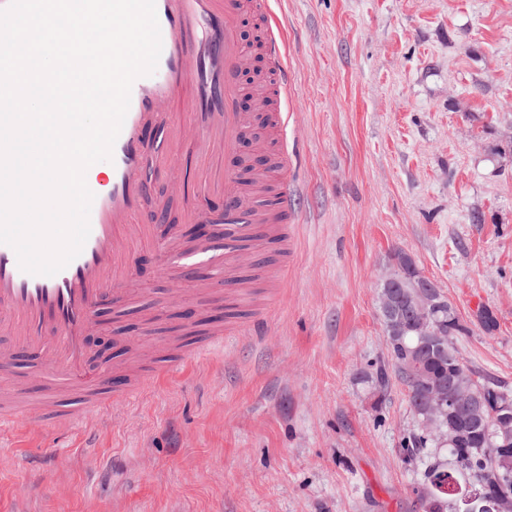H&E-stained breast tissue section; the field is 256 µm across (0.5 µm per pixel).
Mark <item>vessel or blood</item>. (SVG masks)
<instances>
[{
	"label": "vessel or blood",
	"instance_id": "obj_1",
	"mask_svg": "<svg viewBox=\"0 0 512 512\" xmlns=\"http://www.w3.org/2000/svg\"><path fill=\"white\" fill-rule=\"evenodd\" d=\"M162 51L154 74L135 80L130 105L107 162L106 184L93 174L85 181L94 195L90 235L81 253L53 276L23 272L15 251L0 244V430L19 420L41 424L64 422L84 426L90 415L112 407L113 392L132 399L137 381L116 380L91 371L86 332L94 312L109 295H130L137 251L162 245L173 260L168 268L171 298L183 289L206 291L212 304L224 298L225 281L236 279L240 246L256 225H266L273 244L287 249L286 227L295 219L287 189L274 205L251 204L256 187L247 185L240 161L241 144L255 114L271 128L284 129L288 114V73L275 69L280 44L269 19L267 0H155ZM252 14L264 35L270 61L256 79L254 112L242 104V74L251 62L240 28ZM195 95L188 109L216 163L187 168L177 160L182 141L178 122H162L167 104ZM168 171L170 195L185 198L182 222L207 230L183 242L178 226L161 223L160 213L145 211L142 201L152 173ZM224 342L223 327L195 342L191 356L205 359ZM47 358L53 365L40 398L28 395L31 385L15 365L20 355Z\"/></svg>",
	"mask_w": 512,
	"mask_h": 512
}]
</instances>
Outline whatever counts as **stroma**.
I'll use <instances>...</instances> for the list:
<instances>
[{"mask_svg":"<svg viewBox=\"0 0 512 512\" xmlns=\"http://www.w3.org/2000/svg\"><path fill=\"white\" fill-rule=\"evenodd\" d=\"M285 24L287 178L298 218L266 238L247 328L164 378L167 283L102 305L112 367L137 344L138 398L79 431L0 433V512H409L424 468L379 295L402 250L470 331L461 357L512 392V0H270ZM494 319L485 328L478 313Z\"/></svg>","mask_w":512,"mask_h":512,"instance_id":"1","label":"stroma"}]
</instances>
